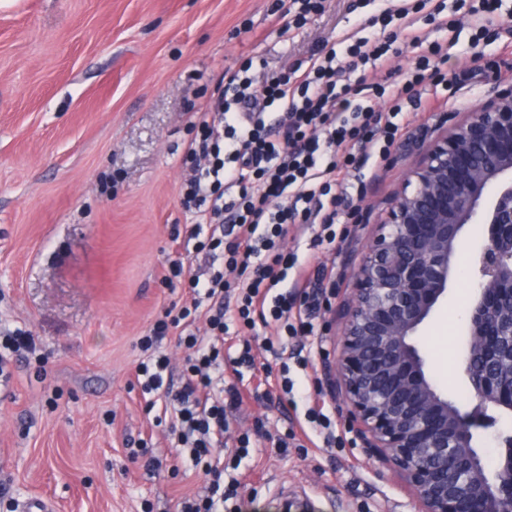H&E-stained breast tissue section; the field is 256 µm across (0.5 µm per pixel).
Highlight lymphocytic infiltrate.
Segmentation results:
<instances>
[{
  "mask_svg": "<svg viewBox=\"0 0 512 512\" xmlns=\"http://www.w3.org/2000/svg\"><path fill=\"white\" fill-rule=\"evenodd\" d=\"M386 2L369 20L381 27L380 36H344L338 46L313 52L306 67L260 80L242 66L188 115L198 134L186 146L180 202L192 222L184 230L186 250L170 259L164 281L172 289L185 284L189 299L171 302L139 338L143 358L135 370L146 411L168 426L173 461L211 477L204 493L181 498L178 512H224L238 493L239 481H224V434L229 415L242 407L238 383L245 371L279 372L283 392L293 390L283 346L274 350V363L259 365L243 345L232 360L235 383L224 382L230 322L252 327L268 316L286 334L314 333L316 279L279 245L289 225H320L314 246L334 243L348 197L342 178L359 180L370 158L387 157L404 128L406 106H420L427 87L448 82V47L429 34L447 28L446 0ZM407 49L416 54L414 68L390 67ZM366 66L385 68L384 79L366 82L359 74ZM272 108L279 117L271 125L266 114ZM365 188L359 180L357 193ZM199 256L204 264L197 267ZM228 270L237 281L225 279ZM288 278L294 290L275 293ZM168 336L186 350L178 374L160 350ZM36 349L29 330L1 332L0 380L10 381L14 366Z\"/></svg>",
  "mask_w": 512,
  "mask_h": 512,
  "instance_id": "1",
  "label": "lymphocytic infiltrate"
}]
</instances>
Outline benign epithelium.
<instances>
[{"mask_svg": "<svg viewBox=\"0 0 512 512\" xmlns=\"http://www.w3.org/2000/svg\"><path fill=\"white\" fill-rule=\"evenodd\" d=\"M468 224L487 232L470 258L463 373L475 404L464 412L434 383L414 336L447 294ZM355 278L328 375L364 447L423 512H512V436L493 472L475 438L487 411L512 413V86L423 150Z\"/></svg>", "mask_w": 512, "mask_h": 512, "instance_id": "obj_1", "label": "benign epithelium"}]
</instances>
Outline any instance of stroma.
Instances as JSON below:
<instances>
[{"label": "stroma", "mask_w": 512, "mask_h": 512, "mask_svg": "<svg viewBox=\"0 0 512 512\" xmlns=\"http://www.w3.org/2000/svg\"><path fill=\"white\" fill-rule=\"evenodd\" d=\"M280 0H0V325L38 336L37 356L0 386V512L28 498L55 512H175L207 481L193 471H147L129 449L151 438L170 456L165 427L151 425L135 382L137 342L184 286L168 288L173 225L183 220L181 158L195 135L187 115L225 71L245 61L292 67L376 15L378 0H326L282 40ZM495 17L498 37L471 48L463 13L447 69L455 83L436 109L410 110L383 161H368L366 193L351 197L350 233L312 247L289 229L284 247L315 270L326 300L315 314L319 344L308 370L291 365L285 404L245 398L224 435V476L243 484L230 512H279L297 492L305 512H421L389 466L371 458L344 421L323 367L340 350V304L355 287L365 246L410 164L449 126L512 85V0ZM474 281L456 262L448 295L415 342L435 384L473 407L459 363ZM344 447H276L304 420L312 379ZM249 454L235 462L236 440Z\"/></svg>", "instance_id": "35a3bbf8"}]
</instances>
